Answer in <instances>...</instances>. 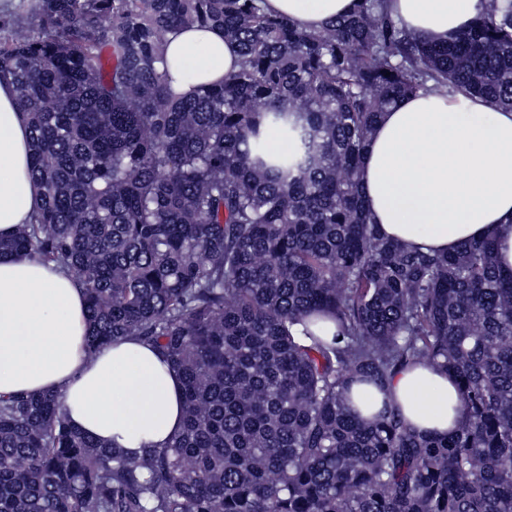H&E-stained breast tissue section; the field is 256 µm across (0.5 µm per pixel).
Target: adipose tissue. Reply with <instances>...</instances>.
Masks as SVG:
<instances>
[{"label": "adipose tissue", "mask_w": 512, "mask_h": 512, "mask_svg": "<svg viewBox=\"0 0 512 512\" xmlns=\"http://www.w3.org/2000/svg\"><path fill=\"white\" fill-rule=\"evenodd\" d=\"M356 0H265L270 13L318 29L350 14ZM478 0H385L391 16L445 43L476 14ZM162 56L176 92L220 84L241 62L222 30L185 24ZM31 132L10 78L0 77V237L30 223L41 204L29 175ZM361 186L380 233L407 247L448 252L494 234L503 273L512 272V111L475 98L457 104L433 90L409 96L377 121ZM87 309L63 268L0 257V395L58 392L71 425L136 455L165 447L183 426L179 375L160 353L127 337L84 360ZM360 416L400 410L421 435H448L461 418L455 379L438 366L398 370L385 388L364 390Z\"/></svg>", "instance_id": "adipose-tissue-1"}]
</instances>
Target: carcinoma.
I'll return each instance as SVG.
<instances>
[{"label":"carcinoma","instance_id":"carcinoma-1","mask_svg":"<svg viewBox=\"0 0 512 512\" xmlns=\"http://www.w3.org/2000/svg\"><path fill=\"white\" fill-rule=\"evenodd\" d=\"M0 16V76L31 128L34 222L0 254L54 262L88 303L85 359L156 345L184 426L129 456L59 394L0 398V512H512V274L490 238L446 255L383 238L360 186L374 125L439 90L512 110V0L429 43L380 0L305 30L260 0H28ZM196 23L239 70L174 92L161 46ZM288 142L271 153L269 139ZM414 363L457 380L442 439L355 380Z\"/></svg>","mask_w":512,"mask_h":512}]
</instances>
